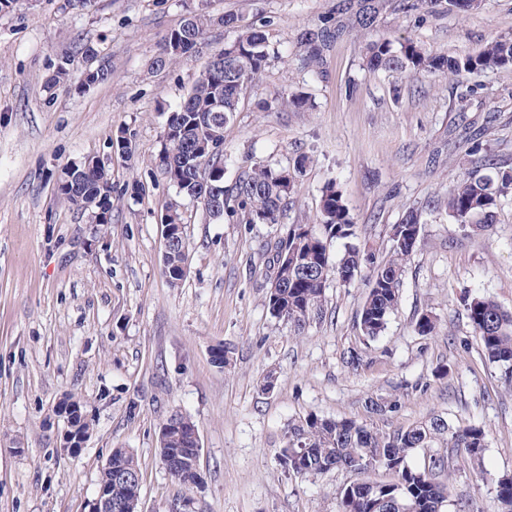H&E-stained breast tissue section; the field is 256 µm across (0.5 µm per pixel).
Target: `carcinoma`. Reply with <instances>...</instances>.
<instances>
[{
    "label": "carcinoma",
    "instance_id": "cac0c4a2",
    "mask_svg": "<svg viewBox=\"0 0 512 512\" xmlns=\"http://www.w3.org/2000/svg\"><path fill=\"white\" fill-rule=\"evenodd\" d=\"M385 7L382 0H362L356 12L360 29L374 31L377 16ZM212 24L211 17L197 12L163 40V56L157 63L165 65L197 52L203 36ZM224 26L240 28L237 38L224 47L220 59L205 69L187 96L168 117L172 136L157 156V166L175 188L176 199L170 202L169 215L181 218V201L206 196L208 185L224 194V204L207 211L215 221L234 217L244 211L255 224H276L287 207L295 178L294 173L306 164V158L294 160L293 170L254 164L246 167L229 185L224 183V167L215 165L218 147L224 144V127L239 110L241 94L262 73L269 59L266 30L254 25H239V17L224 16ZM343 31V25L325 21L301 37L299 64L314 71L323 62L327 50ZM365 67L368 72L409 70L425 72L433 77L459 79L467 74L512 67V38L493 36L473 53L448 55L429 53L407 41L399 45L375 35L366 47ZM280 104L294 112H306L311 101L300 93L285 92ZM58 184L61 198L71 204L82 197L102 198L104 223H112V179L100 183L90 177L63 172ZM512 191V169L490 163L480 164L458 175L456 186L445 202L448 217L454 223L479 231L493 221L500 198ZM321 223L293 224L288 229V262L272 256L277 289L269 293L267 308L271 315L294 329H301L310 318L321 312L326 283L331 278L351 282L364 268L373 264L368 253L354 242L357 225L346 208L336 186L328 183L320 198ZM419 214L407 210L395 226L392 255L369 275V290L359 313L363 337L382 335L388 318L401 300L402 273L405 261L419 242L416 236ZM343 244L336 257L333 242ZM465 306L484 356L497 364L507 379H512V311L504 309L488 297L466 299ZM403 392L370 400L371 410L378 415L398 411ZM58 412L67 419L73 447L79 448L92 433V423L76 403L65 400ZM444 440L450 448L464 451L472 467L481 468L487 434L483 427L459 421L450 425L440 417L391 432H380L353 418H329L311 414L288 429V447L282 450L280 463L301 476H318L336 467H353L360 481H372L371 472L355 465L356 459L369 451L380 467L395 474L391 483L383 482L380 499H362L352 485L339 491V512H445L448 484L439 477L450 470L444 455L429 458L427 464H410L412 452L429 448ZM157 447L173 448L168 473L182 486L192 479L190 462L195 446L185 433L157 436ZM120 465L129 472L142 473L131 451L104 465L98 487H112V512H137L138 501L125 489L113 484L112 466Z\"/></svg>",
    "mask_w": 512,
    "mask_h": 512
}]
</instances>
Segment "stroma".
I'll list each match as a JSON object with an SVG mask.
<instances>
[{"instance_id": "obj_1", "label": "stroma", "mask_w": 512, "mask_h": 512, "mask_svg": "<svg viewBox=\"0 0 512 512\" xmlns=\"http://www.w3.org/2000/svg\"><path fill=\"white\" fill-rule=\"evenodd\" d=\"M343 0H24L0 12V512H87L113 449L134 452L142 512H337L356 479L336 468L315 477L284 470L289 424L310 414L354 418L380 431L467 418L483 426L482 469L454 457L451 504L493 512L494 482L512 476V383L484 356L463 300L512 308V192L492 224L470 232L443 205L472 146L512 168V67L465 81L363 68L366 38L350 29L320 73L298 68L302 34L336 19ZM214 20L193 57L157 67L165 35L195 10ZM266 25L270 58L224 128L225 182L265 163L298 175L276 224L244 215L214 221L181 207L189 272L170 287L162 272L161 219L175 197L156 166L169 113L210 59L234 40L226 14ZM379 32L450 55L512 37V0H482L459 13L379 16ZM91 45L110 57V80L82 83ZM67 84L51 86L59 63ZM311 98L284 111L283 91ZM93 157L112 178V221L91 223L64 202L57 182ZM335 183L376 260L392 253L391 229L421 213L420 242L406 263L402 297L385 332L365 339L358 315L367 276L329 280L319 317L304 330L273 317L271 245L290 225L320 221ZM435 329L416 330L422 315ZM224 345L230 364L212 350ZM362 360L351 369L347 350ZM446 365L447 376L433 370ZM274 375L271 394L259 383ZM407 386L397 412L368 400ZM75 395L93 424L78 453L60 447V399ZM182 411L201 439V482L178 484L156 451L160 424Z\"/></svg>"}]
</instances>
